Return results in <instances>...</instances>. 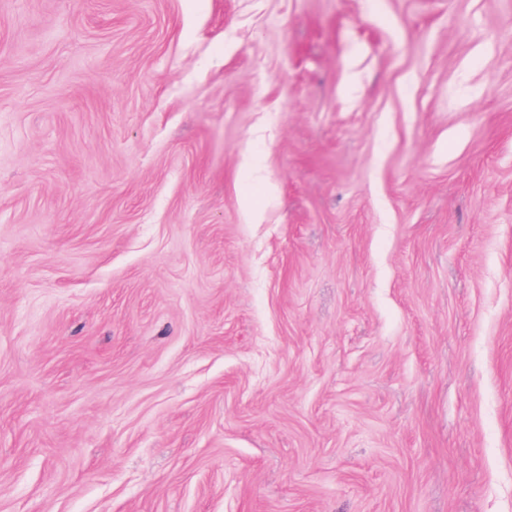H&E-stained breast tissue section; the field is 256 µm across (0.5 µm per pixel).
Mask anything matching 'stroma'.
<instances>
[{
	"label": "stroma",
	"instance_id": "obj_1",
	"mask_svg": "<svg viewBox=\"0 0 512 512\" xmlns=\"http://www.w3.org/2000/svg\"><path fill=\"white\" fill-rule=\"evenodd\" d=\"M0 512H512V0H0Z\"/></svg>",
	"mask_w": 512,
	"mask_h": 512
}]
</instances>
